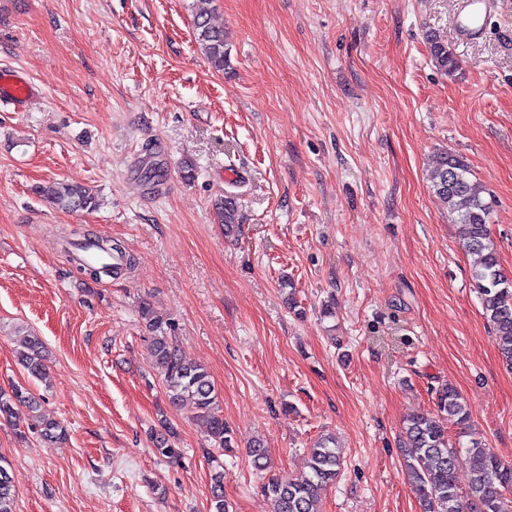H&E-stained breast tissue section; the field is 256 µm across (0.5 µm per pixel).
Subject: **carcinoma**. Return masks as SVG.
I'll return each instance as SVG.
<instances>
[{
    "instance_id": "obj_1",
    "label": "carcinoma",
    "mask_w": 512,
    "mask_h": 512,
    "mask_svg": "<svg viewBox=\"0 0 512 512\" xmlns=\"http://www.w3.org/2000/svg\"><path fill=\"white\" fill-rule=\"evenodd\" d=\"M195 39L211 67L222 72L229 68L227 37L224 29L210 22L208 10L200 8L194 16ZM424 39L436 66L448 73L456 68V58L448 42L427 30ZM432 187L435 196L447 207L451 220L466 226L463 249L471 258L472 278L478 288L483 314L492 326L502 360L512 367V280L500 268L488 224L490 204L484 199L485 187L472 179L468 163L459 155L444 151L435 157ZM39 196L68 211H90L98 207L95 194L80 185L49 181L35 188ZM218 223L232 233L241 223L235 196L225 193L215 203ZM79 250L94 248L114 258V263L96 267L84 262L79 269L93 277L116 276L132 266L133 258L110 240L92 233L75 243ZM141 317L155 333L152 337L153 364L164 376L170 404H189L194 418L206 430L216 448L231 447V435L220 414L218 395L207 369L185 361L173 337L167 335L165 322L148 303L140 308ZM44 346L40 337L22 339L18 361L29 376H46ZM437 409L406 420V469L413 493L422 512H512V465L504 462L482 441L472 438L468 444L450 439L448 426L467 428L470 415L466 403L452 387L437 393ZM40 400L26 386L13 384L0 388V421L14 423L27 416L40 437L48 442L66 439V429L56 420L39 413ZM157 453L177 460L181 450L164 436L155 437ZM470 461V479L462 486L456 477L460 453ZM255 470L267 468L264 447L255 442L249 449ZM0 458V512H15L16 491L12 477ZM211 465V512H229L224 499V469L219 456L209 457ZM341 451L332 436L323 437L310 449L309 473L294 479L271 477L263 486L271 512H321V496L336 481L342 469Z\"/></svg>"
}]
</instances>
